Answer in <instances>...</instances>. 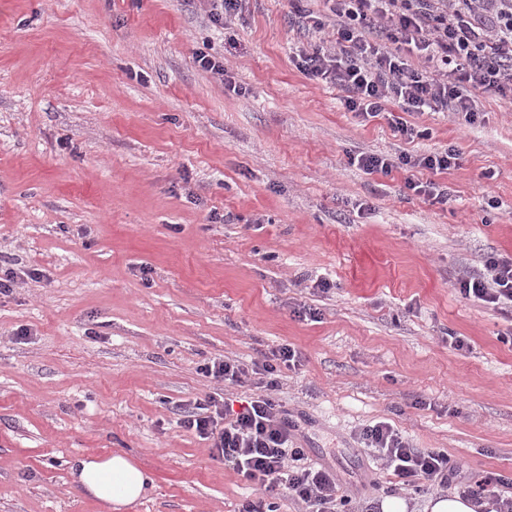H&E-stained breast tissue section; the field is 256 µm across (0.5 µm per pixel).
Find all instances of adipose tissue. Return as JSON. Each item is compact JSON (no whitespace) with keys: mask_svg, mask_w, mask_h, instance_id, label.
<instances>
[{"mask_svg":"<svg viewBox=\"0 0 512 512\" xmlns=\"http://www.w3.org/2000/svg\"><path fill=\"white\" fill-rule=\"evenodd\" d=\"M74 483L102 512H127L154 486L153 473L123 453L78 456L69 463Z\"/></svg>","mask_w":512,"mask_h":512,"instance_id":"obj_1","label":"adipose tissue"}]
</instances>
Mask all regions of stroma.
Masks as SVG:
<instances>
[{"label":"stroma","instance_id":"stroma-1","mask_svg":"<svg viewBox=\"0 0 512 512\" xmlns=\"http://www.w3.org/2000/svg\"><path fill=\"white\" fill-rule=\"evenodd\" d=\"M293 16L242 0L222 29L198 0H0V512H100L68 463L113 452L156 478L131 512H240L255 484L182 415L256 391L203 365L283 344L300 363L274 396L354 512L442 492L376 468L360 434L381 421L460 460L453 491L512 476V306L459 290L512 257V101L475 92L472 122L349 111L295 67ZM450 148L455 165L415 172L444 204L348 162Z\"/></svg>","mask_w":512,"mask_h":512}]
</instances>
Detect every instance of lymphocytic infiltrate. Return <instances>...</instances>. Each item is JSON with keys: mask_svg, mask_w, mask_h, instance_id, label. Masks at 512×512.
I'll use <instances>...</instances> for the list:
<instances>
[{"mask_svg": "<svg viewBox=\"0 0 512 512\" xmlns=\"http://www.w3.org/2000/svg\"><path fill=\"white\" fill-rule=\"evenodd\" d=\"M333 23L303 14L301 27L327 31L316 44L298 46L293 61L312 80L336 85L345 107L372 117L394 104L405 112H461L476 115L472 91L512 99V0H326ZM421 61L412 68L410 58ZM454 150L429 155L356 156L369 173L447 170ZM461 293L486 304L512 302V258L490 259L484 271L466 272ZM297 351L288 345L273 350L272 359L247 368L230 359H216L204 371L228 384L244 386L252 375L265 382L259 393L230 410L208 398L203 412H186L182 423L209 441L215 456L259 485L261 498L242 512H275L273 496L292 495L310 512H345L353 501L342 494L336 473L306 465L304 449L294 447L292 426L273 396L278 366L294 367ZM361 436L373 461L391 469L404 485L425 482L444 486L462 470L447 452L413 447L389 423L363 429ZM484 512H512V478L501 474L474 481L466 490Z\"/></svg>", "mask_w": 512, "mask_h": 512, "instance_id": "f902f5d3", "label": "lymphocytic infiltrate"}]
</instances>
